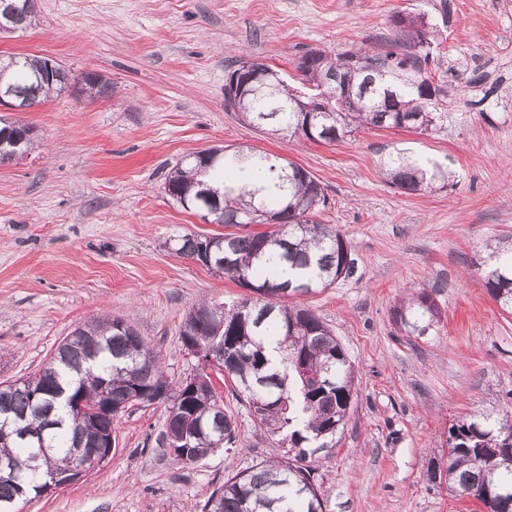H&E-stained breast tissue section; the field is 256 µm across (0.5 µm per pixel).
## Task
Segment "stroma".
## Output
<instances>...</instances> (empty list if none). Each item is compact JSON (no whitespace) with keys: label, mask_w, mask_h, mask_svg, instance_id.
Segmentation results:
<instances>
[{"label":"stroma","mask_w":512,"mask_h":512,"mask_svg":"<svg viewBox=\"0 0 512 512\" xmlns=\"http://www.w3.org/2000/svg\"><path fill=\"white\" fill-rule=\"evenodd\" d=\"M398 12L433 27L426 71L451 90L447 129L367 128L328 145L270 135L225 108L241 58H265L294 85L309 50H390ZM13 54L101 72L115 90L0 112L37 142L0 164V382L37 373L99 316L137 327L171 379L201 372L180 339L187 312L248 291L166 247L225 227L174 202L165 178L192 152L249 147L321 182L331 201L322 220L356 261L352 277L288 299L332 329L356 374L336 446L307 456L325 512H481L425 471L453 419L512 409V314L478 264L487 243L512 234V0H36L26 29L0 33V57ZM475 73L483 85H468ZM399 152L447 167L445 186L390 187L381 167ZM423 289L442 320L416 338L392 313L405 291ZM211 377L236 425L232 449L176 460L159 440L164 407L138 404L113 419L106 463L17 512H201L225 478L273 448L223 376Z\"/></svg>","instance_id":"35a3bbf8"}]
</instances>
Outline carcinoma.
Instances as JSON below:
<instances>
[{
	"label": "carcinoma",
	"instance_id": "cac0c4a2",
	"mask_svg": "<svg viewBox=\"0 0 512 512\" xmlns=\"http://www.w3.org/2000/svg\"><path fill=\"white\" fill-rule=\"evenodd\" d=\"M9 8L26 20L35 0H0V18ZM392 23L398 37L389 51L332 55L315 50L302 56L306 69L301 84L312 91L303 101L318 97L331 106L330 112L294 111L293 100L301 90L286 83L277 69L249 90L224 96V104L248 124L314 143H335L362 127L436 131L448 120L440 109L448 89L437 83L425 94L413 83L415 78L429 79L424 72L431 45L425 17L396 13ZM353 56L368 61L369 69H346L340 82H321L320 75L336 61ZM48 62L29 55L9 58L7 91L17 107L38 105L55 93L106 98L113 91L112 81L98 72L76 80L65 71L50 82L44 79ZM32 139L28 125L1 126L0 161L28 151ZM245 158L241 150L204 149L176 164L165 179L167 194L189 210H196L199 193H205L212 223L269 226L245 235L185 233L171 244L180 256L198 261L207 255L208 269L241 286H256V299H243L228 309L199 301L188 311L190 329H181L180 336L182 343L203 350L224 345V378L280 449L269 460L226 478L202 512H324L313 467L305 464L306 449L336 446V434L356 394L354 372L328 325L312 310L290 307L282 299L351 276L355 260L342 233L319 221L328 208L319 181L298 165L257 154L255 158L269 163L270 186L256 188L239 168ZM382 171L390 185L406 194L431 189L443 179L438 164L401 155L385 162ZM199 175L224 184V192L205 186ZM485 251L481 265L487 292L500 305L512 307V235L486 245ZM285 268L293 277L282 279ZM393 320L406 335L421 337L439 323L440 312L432 295L422 290L400 301ZM71 335L74 342L58 347L38 373L0 382V412L16 419L11 429L49 427L42 447L16 434L0 437V457L13 463L10 474L0 473V512H15L19 501L46 492L47 478L64 474L73 464L77 443L93 445L112 433L111 417H79L67 410L64 400L69 396L97 405L110 398L117 404L136 387L153 383L166 390L158 400L167 412L164 437L188 436L185 446L197 460L234 444L235 422L224 413L214 390L202 385L195 391L185 382L173 386L136 327L120 318H94ZM300 362L317 375L316 382L298 374ZM501 435L512 437L511 414L501 419L471 414L456 420L448 428L444 479H433L431 458L427 480L458 498L479 502L483 512H512V450L494 458L477 452Z\"/></svg>",
	"mask_w": 512,
	"mask_h": 512
}]
</instances>
